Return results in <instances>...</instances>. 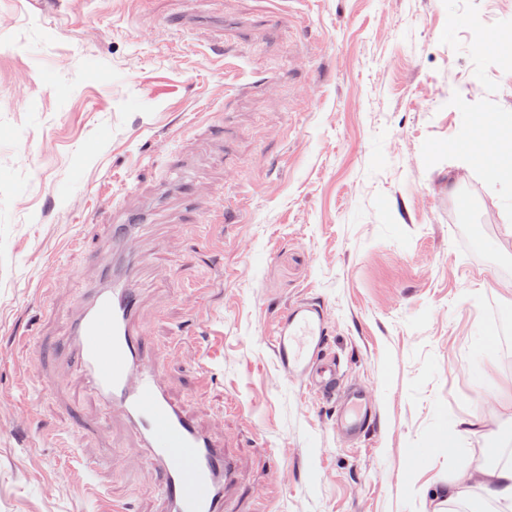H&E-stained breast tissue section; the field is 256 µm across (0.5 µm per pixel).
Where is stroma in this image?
I'll list each match as a JSON object with an SVG mask.
<instances>
[{"mask_svg":"<svg viewBox=\"0 0 512 512\" xmlns=\"http://www.w3.org/2000/svg\"><path fill=\"white\" fill-rule=\"evenodd\" d=\"M220 43L272 82L232 95ZM511 52L512 0H0V512H163L122 414L57 355L109 264L235 460L237 512H430L511 456L512 177L464 164L494 159ZM172 170L151 232L108 249ZM303 299L376 395L357 443L279 369ZM461 418L481 425L445 447Z\"/></svg>","mask_w":512,"mask_h":512,"instance_id":"1","label":"stroma"}]
</instances>
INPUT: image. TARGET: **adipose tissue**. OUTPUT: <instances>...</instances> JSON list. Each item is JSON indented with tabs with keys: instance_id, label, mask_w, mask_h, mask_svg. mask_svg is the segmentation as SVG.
Masks as SVG:
<instances>
[{
	"instance_id": "obj_1",
	"label": "adipose tissue",
	"mask_w": 512,
	"mask_h": 512,
	"mask_svg": "<svg viewBox=\"0 0 512 512\" xmlns=\"http://www.w3.org/2000/svg\"><path fill=\"white\" fill-rule=\"evenodd\" d=\"M470 488L485 491L500 512H512V461L490 469L481 466L449 479L439 492L433 512H445L446 504L459 500Z\"/></svg>"
}]
</instances>
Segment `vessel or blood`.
I'll use <instances>...</instances> for the list:
<instances>
[{
  "mask_svg": "<svg viewBox=\"0 0 512 512\" xmlns=\"http://www.w3.org/2000/svg\"><path fill=\"white\" fill-rule=\"evenodd\" d=\"M147 222L143 213L120 215L111 226L113 242L130 243ZM138 306V289L123 277L106 274L68 328L66 363L84 373L99 400L121 411L132 426L147 451L165 512H234L227 490L235 481L236 464L160 384L156 365L146 356ZM326 344L321 304L280 312L272 346L283 374L300 380L313 377L322 391L341 394L337 433L366 437L376 421L375 400L363 386L341 390L335 363L321 358Z\"/></svg>",
  "mask_w": 512,
  "mask_h": 512,
  "instance_id": "vessel-or-blood-1",
  "label": "vessel or blood"
}]
</instances>
